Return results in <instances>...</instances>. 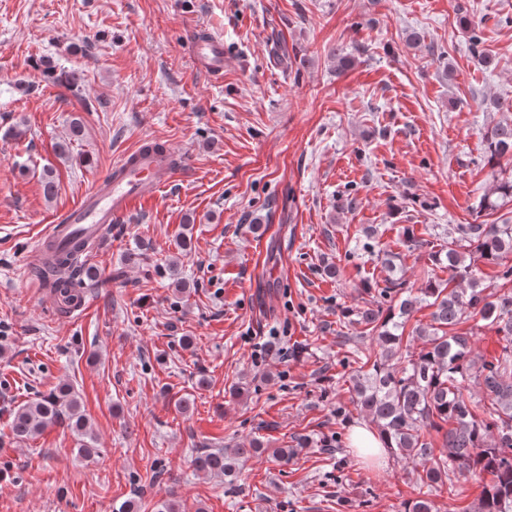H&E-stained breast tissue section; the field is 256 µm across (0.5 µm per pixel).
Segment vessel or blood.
Masks as SVG:
<instances>
[{"label":"vessel or blood","mask_w":512,"mask_h":512,"mask_svg":"<svg viewBox=\"0 0 512 512\" xmlns=\"http://www.w3.org/2000/svg\"><path fill=\"white\" fill-rule=\"evenodd\" d=\"M190 50L196 67L211 80L224 79V38L203 33L192 40ZM176 171L169 147L147 141L117 160L80 201L59 216L42 236L39 252L75 249L97 239L119 217L153 200L164 179Z\"/></svg>","instance_id":"1"}]
</instances>
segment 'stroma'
I'll return each instance as SVG.
<instances>
[{"label": "stroma", "instance_id": "35a3bbf8", "mask_svg": "<svg viewBox=\"0 0 512 512\" xmlns=\"http://www.w3.org/2000/svg\"><path fill=\"white\" fill-rule=\"evenodd\" d=\"M461 6L495 70L468 51ZM204 30L224 36L219 84L187 48ZM340 50L355 59L345 71ZM45 59L77 70L78 88L50 83ZM507 96L512 0H0V512H156L171 496L185 512H404L416 471L350 443L367 419L347 359L374 342L344 311L389 308L362 286L385 277L378 252L399 254L418 288L447 279L430 254L452 225L512 222V202L480 206L512 171L487 164L481 138L512 122L492 106ZM76 116L84 135L59 159ZM145 139L185 170L113 223L88 257L101 285L83 313H60L30 273L38 242ZM408 227L422 247L407 248ZM138 243L139 264L125 262ZM245 378L249 394L231 397ZM62 383L98 439L93 459L62 425L10 437L13 409ZM298 435L312 443L288 465L253 456L231 488L192 463L201 448Z\"/></svg>", "mask_w": 512, "mask_h": 512}]
</instances>
